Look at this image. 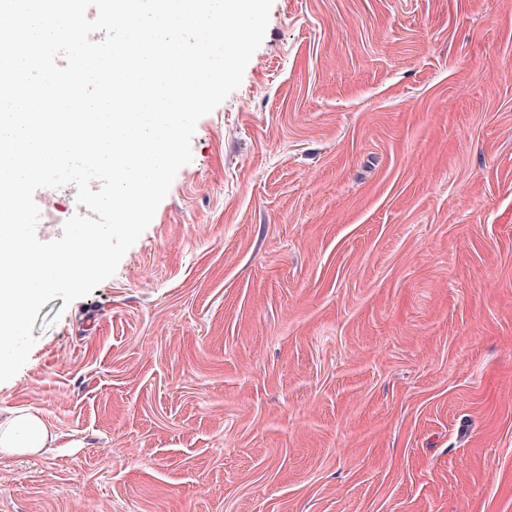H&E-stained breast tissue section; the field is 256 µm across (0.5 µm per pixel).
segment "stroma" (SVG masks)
Masks as SVG:
<instances>
[{"label":"stroma","instance_id":"stroma-1","mask_svg":"<svg viewBox=\"0 0 512 512\" xmlns=\"http://www.w3.org/2000/svg\"><path fill=\"white\" fill-rule=\"evenodd\" d=\"M191 149L0 382V512H512V0H273ZM59 438L37 412L20 409L0 423V454L36 453L42 448H55Z\"/></svg>","mask_w":512,"mask_h":512}]
</instances>
